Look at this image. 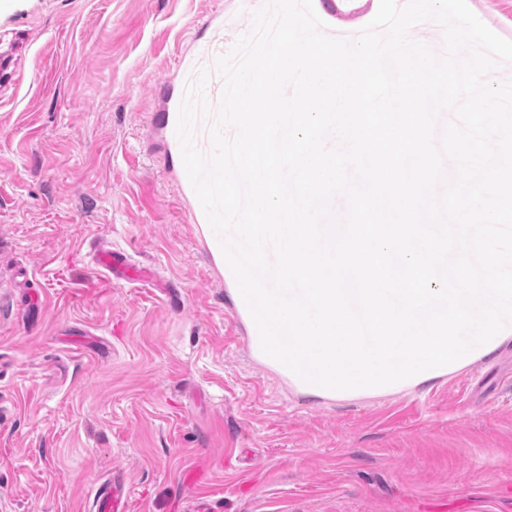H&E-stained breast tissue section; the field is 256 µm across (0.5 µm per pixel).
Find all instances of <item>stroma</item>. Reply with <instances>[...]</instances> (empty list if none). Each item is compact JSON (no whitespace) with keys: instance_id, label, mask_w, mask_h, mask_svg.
<instances>
[{"instance_id":"obj_1","label":"stroma","mask_w":512,"mask_h":512,"mask_svg":"<svg viewBox=\"0 0 512 512\" xmlns=\"http://www.w3.org/2000/svg\"><path fill=\"white\" fill-rule=\"evenodd\" d=\"M352 31L379 0H313ZM254 0L0 11V512H512V344L412 390L320 398L248 352L173 116ZM104 249L144 281L108 280ZM120 483L113 478L97 489L91 507L92 512H128Z\"/></svg>"}]
</instances>
